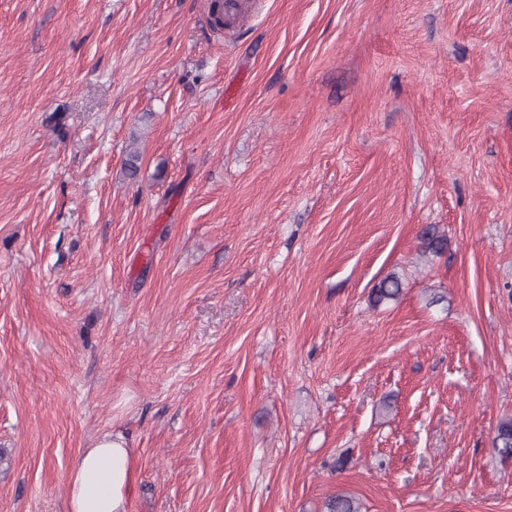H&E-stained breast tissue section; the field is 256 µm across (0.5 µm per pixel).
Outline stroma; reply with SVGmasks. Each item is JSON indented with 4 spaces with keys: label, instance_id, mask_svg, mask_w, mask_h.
<instances>
[{
    "label": "stroma",
    "instance_id": "1",
    "mask_svg": "<svg viewBox=\"0 0 512 512\" xmlns=\"http://www.w3.org/2000/svg\"><path fill=\"white\" fill-rule=\"evenodd\" d=\"M210 3L0 0V512H512V0ZM401 293V280L395 274H390L374 286L371 292V301L374 306H377L385 301L398 300ZM493 448L501 461H512V418L502 419L498 423ZM135 463L133 448L121 434H98L69 473V512H127Z\"/></svg>",
    "mask_w": 512,
    "mask_h": 512
}]
</instances>
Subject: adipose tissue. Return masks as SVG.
I'll return each mask as SVG.
<instances>
[{
	"instance_id": "adipose-tissue-1",
	"label": "adipose tissue",
	"mask_w": 512,
	"mask_h": 512,
	"mask_svg": "<svg viewBox=\"0 0 512 512\" xmlns=\"http://www.w3.org/2000/svg\"><path fill=\"white\" fill-rule=\"evenodd\" d=\"M135 463L134 451L121 434H98L69 473V512H127Z\"/></svg>"
}]
</instances>
